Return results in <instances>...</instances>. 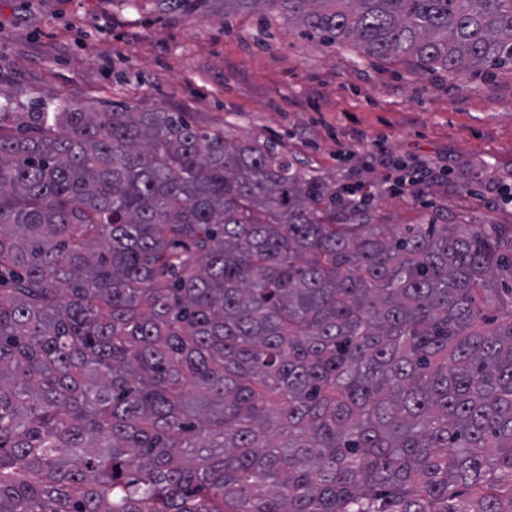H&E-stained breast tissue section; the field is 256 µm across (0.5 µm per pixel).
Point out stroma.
Returning a JSON list of instances; mask_svg holds the SVG:
<instances>
[{
	"label": "stroma",
	"instance_id": "stroma-1",
	"mask_svg": "<svg viewBox=\"0 0 512 512\" xmlns=\"http://www.w3.org/2000/svg\"><path fill=\"white\" fill-rule=\"evenodd\" d=\"M16 98L163 109L274 142L335 195L342 219L360 188L393 230L512 225L508 67L424 72L305 39L275 13H225L219 0H0V103ZM404 169L438 179L399 194Z\"/></svg>",
	"mask_w": 512,
	"mask_h": 512
}]
</instances>
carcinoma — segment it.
Listing matches in <instances>:
<instances>
[{"label":"carcinoma","instance_id":"carcinoma-1","mask_svg":"<svg viewBox=\"0 0 512 512\" xmlns=\"http://www.w3.org/2000/svg\"><path fill=\"white\" fill-rule=\"evenodd\" d=\"M424 71L512 0H224ZM177 112L0 106V512H512V225L336 220Z\"/></svg>","mask_w":512,"mask_h":512}]
</instances>
